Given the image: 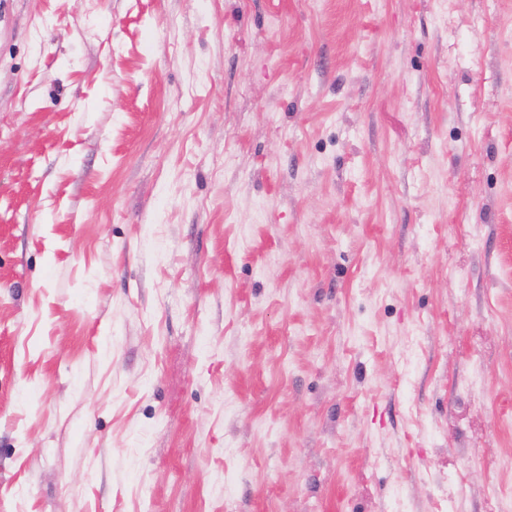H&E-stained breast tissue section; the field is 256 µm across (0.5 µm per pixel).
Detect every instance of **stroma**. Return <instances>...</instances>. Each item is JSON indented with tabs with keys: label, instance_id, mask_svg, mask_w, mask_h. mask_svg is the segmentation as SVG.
I'll return each mask as SVG.
<instances>
[{
	"label": "stroma",
	"instance_id": "35a3bbf8",
	"mask_svg": "<svg viewBox=\"0 0 512 512\" xmlns=\"http://www.w3.org/2000/svg\"><path fill=\"white\" fill-rule=\"evenodd\" d=\"M0 512H512V0H0Z\"/></svg>",
	"mask_w": 512,
	"mask_h": 512
}]
</instances>
